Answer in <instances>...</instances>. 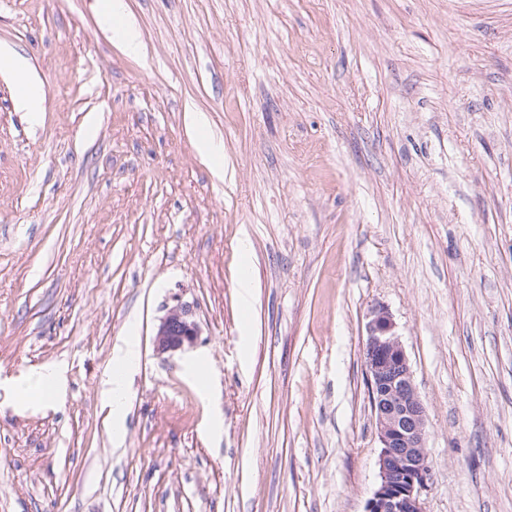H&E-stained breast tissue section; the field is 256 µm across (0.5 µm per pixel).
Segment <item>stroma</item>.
<instances>
[{
	"mask_svg": "<svg viewBox=\"0 0 512 512\" xmlns=\"http://www.w3.org/2000/svg\"><path fill=\"white\" fill-rule=\"evenodd\" d=\"M127 2L143 60L97 0H0L43 90L21 111L0 72V512H364L376 305L427 409L425 512H512V0ZM178 304L198 340L159 354ZM185 121L187 129L194 135V145L198 153L211 160L219 159L221 157L219 145L210 136H199V133L207 126L205 115L187 107ZM139 357V341L133 330L120 338L112 348V366L114 372L105 382L104 394L110 406L112 430L115 436L121 435L126 420L127 403L125 400L126 376L133 363ZM59 379V373H51L49 375L39 374L37 377L29 380L27 383L16 389L15 395L18 400L26 402L33 400H43L45 397L56 392V386ZM50 381L51 384L45 385Z\"/></svg>",
	"mask_w": 512,
	"mask_h": 512,
	"instance_id": "35a3bbf8",
	"label": "stroma"
}]
</instances>
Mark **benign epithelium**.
I'll list each match as a JSON object with an SVG mask.
<instances>
[{"mask_svg": "<svg viewBox=\"0 0 512 512\" xmlns=\"http://www.w3.org/2000/svg\"><path fill=\"white\" fill-rule=\"evenodd\" d=\"M199 328L183 304L172 307L154 335L158 353H176L196 344ZM365 368L380 451L379 484L365 512H424L420 492L429 472L427 414L406 350L382 305L368 314Z\"/></svg>", "mask_w": 512, "mask_h": 512, "instance_id": "benign-epithelium-1", "label": "benign epithelium"}]
</instances>
